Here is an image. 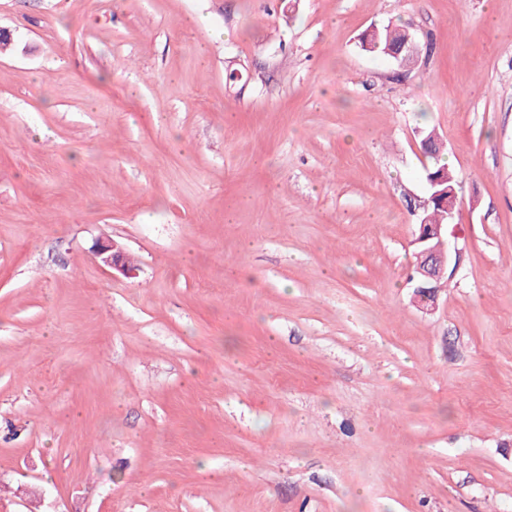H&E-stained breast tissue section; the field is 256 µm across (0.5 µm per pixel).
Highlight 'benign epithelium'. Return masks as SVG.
<instances>
[{"instance_id":"benign-epithelium-1","label":"benign epithelium","mask_w":512,"mask_h":512,"mask_svg":"<svg viewBox=\"0 0 512 512\" xmlns=\"http://www.w3.org/2000/svg\"><path fill=\"white\" fill-rule=\"evenodd\" d=\"M413 245L417 247L419 257L416 291L433 302L436 295L431 282L456 273L460 267L461 251L449 244L446 224H420ZM93 252L104 265L120 271L126 277L136 275L137 268L128 263L125 252L115 242L98 240L93 245Z\"/></svg>"}]
</instances>
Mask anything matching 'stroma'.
<instances>
[{"mask_svg":"<svg viewBox=\"0 0 512 512\" xmlns=\"http://www.w3.org/2000/svg\"><path fill=\"white\" fill-rule=\"evenodd\" d=\"M389 23L412 65L360 49ZM0 28V512H512V0ZM426 128L462 254L430 311ZM92 248L105 266L120 271L128 278L135 277L137 268L128 263L125 252L113 240H97Z\"/></svg>","mask_w":512,"mask_h":512,"instance_id":"35a3bbf8","label":"stroma"}]
</instances>
